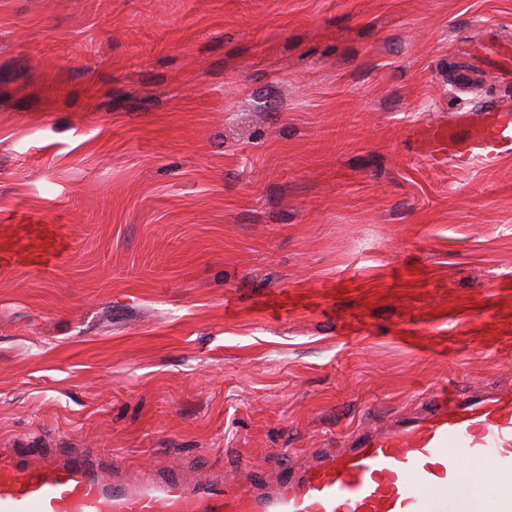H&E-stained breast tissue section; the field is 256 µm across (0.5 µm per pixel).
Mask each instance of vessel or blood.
Returning a JSON list of instances; mask_svg holds the SVG:
<instances>
[{
    "label": "vessel or blood",
    "mask_w": 512,
    "mask_h": 512,
    "mask_svg": "<svg viewBox=\"0 0 512 512\" xmlns=\"http://www.w3.org/2000/svg\"><path fill=\"white\" fill-rule=\"evenodd\" d=\"M512 82V44L470 46ZM426 162L493 169L512 158V104L486 101L430 125ZM25 460L0 455V512H512V492L474 488L461 464L489 462L512 478V388L436 397L387 428L354 432L347 448L315 450L276 481L255 474L190 480L179 472L105 477L84 454L32 448Z\"/></svg>",
    "instance_id": "obj_1"
}]
</instances>
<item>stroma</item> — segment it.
I'll return each mask as SVG.
<instances>
[{
	"instance_id": "stroma-1",
	"label": "stroma",
	"mask_w": 512,
	"mask_h": 512,
	"mask_svg": "<svg viewBox=\"0 0 512 512\" xmlns=\"http://www.w3.org/2000/svg\"><path fill=\"white\" fill-rule=\"evenodd\" d=\"M512 0H0V447L275 476L512 384V160L415 123L506 97ZM469 56L489 59L503 81L512 82V44L494 43L469 46L462 50Z\"/></svg>"
}]
</instances>
